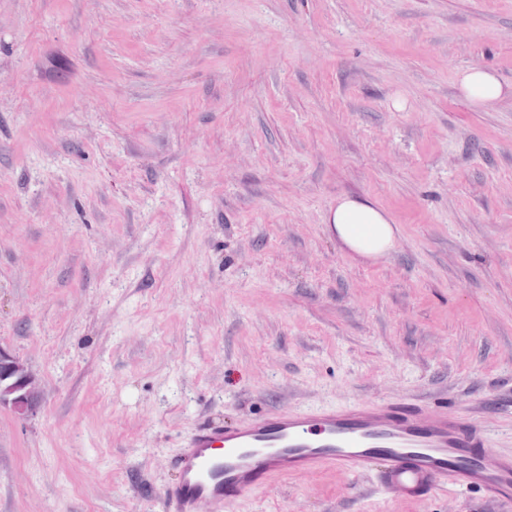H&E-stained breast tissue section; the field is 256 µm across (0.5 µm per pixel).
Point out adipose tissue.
Segmentation results:
<instances>
[{
  "label": "adipose tissue",
  "mask_w": 512,
  "mask_h": 512,
  "mask_svg": "<svg viewBox=\"0 0 512 512\" xmlns=\"http://www.w3.org/2000/svg\"><path fill=\"white\" fill-rule=\"evenodd\" d=\"M461 91L473 106L491 109L504 95V88L488 69L473 67L459 78ZM331 235L354 255L378 260L394 247L398 228L391 217L369 200L349 195L341 196L327 216Z\"/></svg>",
  "instance_id": "obj_1"
}]
</instances>
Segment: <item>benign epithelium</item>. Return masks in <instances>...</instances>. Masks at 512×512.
Here are the masks:
<instances>
[{"instance_id":"1","label":"benign epithelium","mask_w":512,"mask_h":512,"mask_svg":"<svg viewBox=\"0 0 512 512\" xmlns=\"http://www.w3.org/2000/svg\"><path fill=\"white\" fill-rule=\"evenodd\" d=\"M43 390L28 364L0 346V406H6L20 419L40 409Z\"/></svg>"}]
</instances>
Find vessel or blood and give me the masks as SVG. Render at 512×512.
I'll return each instance as SVG.
<instances>
[{
	"mask_svg": "<svg viewBox=\"0 0 512 512\" xmlns=\"http://www.w3.org/2000/svg\"><path fill=\"white\" fill-rule=\"evenodd\" d=\"M483 419L428 410L422 399L272 410L229 424L205 421L184 437L164 512H233L271 479L334 468L369 477L381 495L424 503L476 491L512 512V454L492 451Z\"/></svg>",
	"mask_w": 512,
	"mask_h": 512,
	"instance_id": "b4317fda",
	"label": "vessel or blood"
}]
</instances>
